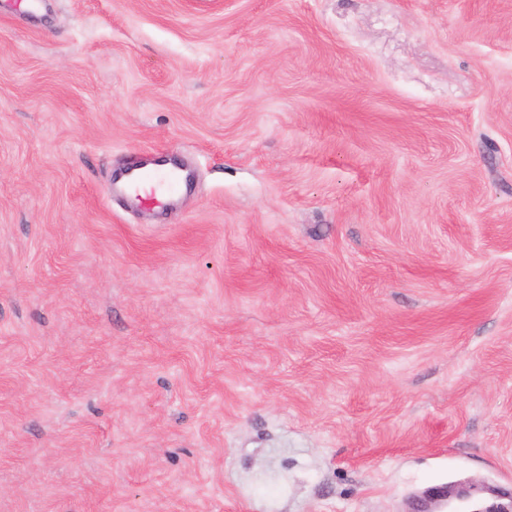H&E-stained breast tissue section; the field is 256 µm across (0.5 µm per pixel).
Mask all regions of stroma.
Segmentation results:
<instances>
[{
	"label": "stroma",
	"instance_id": "stroma-1",
	"mask_svg": "<svg viewBox=\"0 0 512 512\" xmlns=\"http://www.w3.org/2000/svg\"><path fill=\"white\" fill-rule=\"evenodd\" d=\"M461 482L512 495V0H0V512ZM162 172L171 171L170 166L156 168ZM124 183L125 192L144 201L158 200L159 196L173 193L180 187L182 177L174 172L131 170Z\"/></svg>",
	"mask_w": 512,
	"mask_h": 512
}]
</instances>
